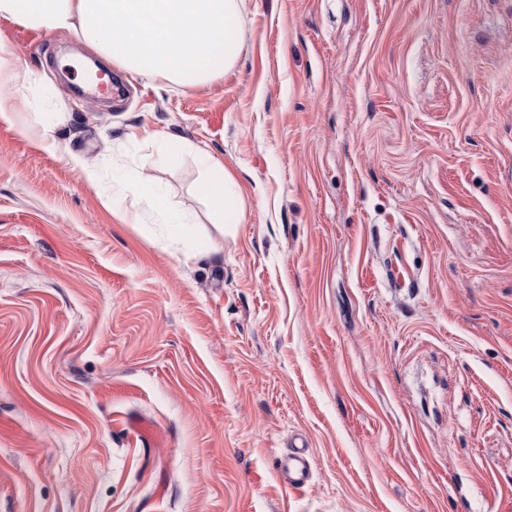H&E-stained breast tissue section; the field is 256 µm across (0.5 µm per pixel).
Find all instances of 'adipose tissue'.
I'll use <instances>...</instances> for the list:
<instances>
[{"label": "adipose tissue", "instance_id": "obj_1", "mask_svg": "<svg viewBox=\"0 0 512 512\" xmlns=\"http://www.w3.org/2000/svg\"><path fill=\"white\" fill-rule=\"evenodd\" d=\"M241 0H0V19L81 38L132 76L147 75L189 90L231 71L242 44ZM199 188L216 224H238L245 200L235 177L199 152ZM137 203L159 215L169 235L192 242V219L152 181L140 182Z\"/></svg>", "mask_w": 512, "mask_h": 512}]
</instances>
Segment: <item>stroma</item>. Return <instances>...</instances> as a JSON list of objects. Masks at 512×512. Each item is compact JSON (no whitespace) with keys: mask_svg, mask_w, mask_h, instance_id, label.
I'll list each match as a JSON object with an SVG mask.
<instances>
[{"mask_svg":"<svg viewBox=\"0 0 512 512\" xmlns=\"http://www.w3.org/2000/svg\"><path fill=\"white\" fill-rule=\"evenodd\" d=\"M242 29L224 76L101 102L82 39L0 19L40 79L0 125V512H512V0H243ZM144 178L194 247L125 218ZM203 168L199 188L208 203L213 224H239L245 216V200L235 177L219 161L195 151ZM311 459L304 448H298L284 456L280 463V478L290 490L303 489L310 480Z\"/></svg>","mask_w":512,"mask_h":512,"instance_id":"obj_1","label":"stroma"}]
</instances>
